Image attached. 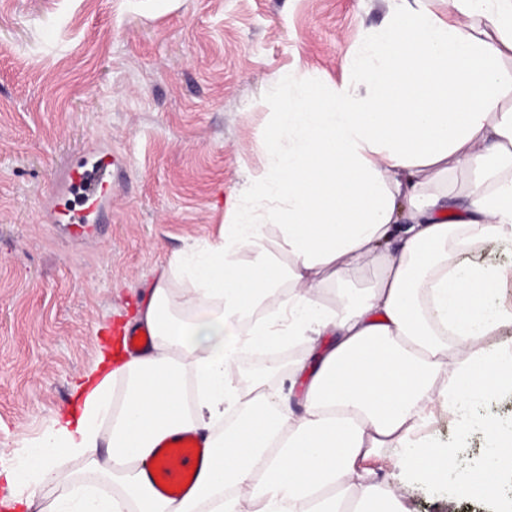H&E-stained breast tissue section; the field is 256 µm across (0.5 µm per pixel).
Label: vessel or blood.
<instances>
[{
    "label": "vessel or blood",
    "instance_id": "vessel-or-blood-1",
    "mask_svg": "<svg viewBox=\"0 0 512 512\" xmlns=\"http://www.w3.org/2000/svg\"><path fill=\"white\" fill-rule=\"evenodd\" d=\"M120 165L118 156L108 150H97L77 160L67 176L64 190L66 194L77 196L79 202L74 206L64 203L50 208L49 221L72 226L75 235L93 236L103 225L102 208L112 201L114 181L121 175ZM205 454V440L198 434H174L158 445V464L149 479L163 496L183 497L194 487Z\"/></svg>",
    "mask_w": 512,
    "mask_h": 512
}]
</instances>
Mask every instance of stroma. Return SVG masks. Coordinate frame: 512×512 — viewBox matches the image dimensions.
I'll list each match as a JSON object with an SVG mask.
<instances>
[{"instance_id":"1","label":"stroma","mask_w":512,"mask_h":512,"mask_svg":"<svg viewBox=\"0 0 512 512\" xmlns=\"http://www.w3.org/2000/svg\"><path fill=\"white\" fill-rule=\"evenodd\" d=\"M389 0H0V461L23 456L73 397L154 273L219 238L255 177L275 100L297 74L332 94ZM104 146L126 177L102 239L74 240L45 209L74 161ZM441 403L422 438L485 453L512 395ZM412 512H492L446 479L405 489Z\"/></svg>"}]
</instances>
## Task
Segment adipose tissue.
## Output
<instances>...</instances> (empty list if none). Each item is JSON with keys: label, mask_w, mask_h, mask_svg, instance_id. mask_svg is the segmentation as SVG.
Segmentation results:
<instances>
[{"label": "adipose tissue", "mask_w": 512, "mask_h": 512, "mask_svg": "<svg viewBox=\"0 0 512 512\" xmlns=\"http://www.w3.org/2000/svg\"><path fill=\"white\" fill-rule=\"evenodd\" d=\"M392 0L326 96L303 78L276 103L271 173L219 242L174 257L136 320L147 353L105 348L69 408L5 471L12 512H410L400 489L448 479L495 501L512 479V429L462 468L419 438L427 408L512 394V323L488 298L507 270L458 258L512 246V0ZM405 238L388 241L401 216ZM295 348L289 385H235L253 348ZM215 436L194 491L168 500L147 471L171 434ZM400 452L395 484L368 463Z\"/></svg>", "instance_id": "obj_1"}]
</instances>
